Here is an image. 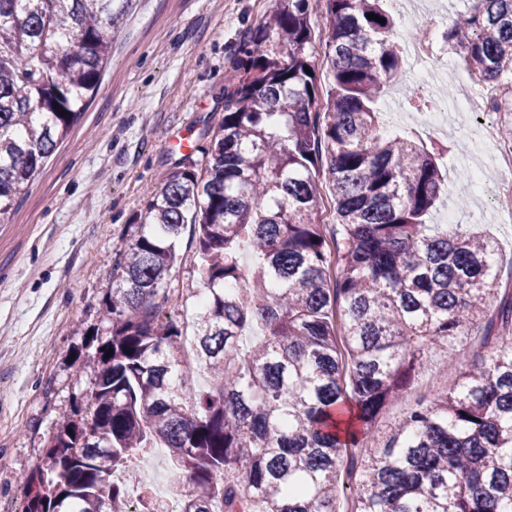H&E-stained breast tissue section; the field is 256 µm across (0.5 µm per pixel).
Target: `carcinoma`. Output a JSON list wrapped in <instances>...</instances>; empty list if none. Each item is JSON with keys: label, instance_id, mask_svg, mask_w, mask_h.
<instances>
[{"label": "carcinoma", "instance_id": "1", "mask_svg": "<svg viewBox=\"0 0 512 512\" xmlns=\"http://www.w3.org/2000/svg\"><path fill=\"white\" fill-rule=\"evenodd\" d=\"M131 2L0 0V224L84 114ZM385 2L278 0L247 30L209 149L118 253L93 413L24 478L23 512H130L134 496L161 512L148 484L114 479L155 446L181 512H339L348 488L351 512H512V290L496 288L493 239L426 223L446 191L443 147L379 123L403 65ZM442 39L472 76L512 85V0H466ZM188 226L204 285L192 365L164 313ZM476 329L481 363L375 427Z\"/></svg>", "mask_w": 512, "mask_h": 512}]
</instances>
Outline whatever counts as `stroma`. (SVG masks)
I'll return each mask as SVG.
<instances>
[{
	"instance_id": "1",
	"label": "stroma",
	"mask_w": 512,
	"mask_h": 512,
	"mask_svg": "<svg viewBox=\"0 0 512 512\" xmlns=\"http://www.w3.org/2000/svg\"><path fill=\"white\" fill-rule=\"evenodd\" d=\"M276 0H135L85 114L30 185L8 223L0 224V512H23V480L44 459L62 425L87 416L92 358L111 326L102 308L112 291L116 255L147 202L200 158L205 132L224 114V88L235 73L243 37ZM448 76L422 82L406 64L404 84L446 100L476 83L456 55ZM379 102L388 130L422 142L434 135L406 107L402 88ZM481 116L449 119V150L439 164L448 190L431 224L470 225L498 243L500 285L512 286V223H495L492 193L476 197L468 172L499 178L492 147L475 148ZM188 137L190 151L177 141ZM183 261L167 282L168 314L180 315L202 288L191 230ZM455 369L432 358L408 395L378 418L387 427L447 382Z\"/></svg>"
}]
</instances>
